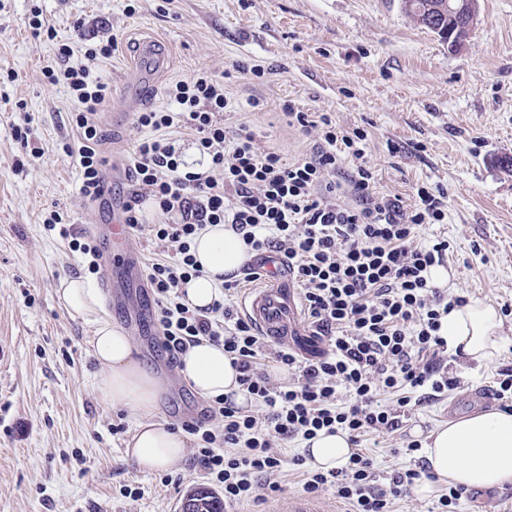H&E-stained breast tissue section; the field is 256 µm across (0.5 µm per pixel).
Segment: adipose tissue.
Here are the masks:
<instances>
[{"label": "adipose tissue", "instance_id": "ef3b65f1", "mask_svg": "<svg viewBox=\"0 0 512 512\" xmlns=\"http://www.w3.org/2000/svg\"><path fill=\"white\" fill-rule=\"evenodd\" d=\"M192 252L203 274L186 285L185 300L192 307L203 308L218 297L225 276L239 272L248 253L241 236L226 224L206 227L195 238ZM55 294L70 316L94 324L90 344L103 372L101 386L106 398L132 406L146 417L127 445L129 457L144 470L167 468L183 459L186 434L151 420L160 384L137 362L128 333L101 316V297L96 288L84 278L65 277L60 279ZM500 330L497 308L486 299L470 296L464 304L449 310L439 334L447 343L449 356L481 364L499 350ZM181 361L183 375L200 396L228 395L237 404H245L237 373L223 346L201 340L182 355ZM352 452L349 436L342 431L333 435L321 431L304 443L308 463L324 471L343 465ZM425 456L432 477L416 487L423 496L433 493L440 484L468 489L512 484V410L479 411L437 427L429 435Z\"/></svg>", "mask_w": 512, "mask_h": 512}]
</instances>
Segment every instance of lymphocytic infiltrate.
I'll list each match as a JSON object with an SVG mask.
<instances>
[{
	"mask_svg": "<svg viewBox=\"0 0 512 512\" xmlns=\"http://www.w3.org/2000/svg\"><path fill=\"white\" fill-rule=\"evenodd\" d=\"M114 48L109 37L89 41L85 63L74 64L72 48L61 45L59 66L44 72L77 105L72 121L78 143L62 150L76 157L80 191L89 199L98 193L104 139L94 117L112 96L108 77L94 65L111 58ZM164 94L169 109L148 107L135 115L142 135L131 164L135 188L122 218L131 231L141 230L147 201L172 216V223L152 230L158 240L173 243L175 253L146 272L163 344L176 360L203 338L223 346L254 404L246 410L231 398H216L208 409L216 427L184 422V430L201 442L198 464L223 490L225 503L256 500L261 490L278 489L282 443L342 430L356 452L340 467L307 470L304 491L333 489L354 512H393L421 470H397L380 481L359 445L367 435L400 430L412 411V393L436 395L457 386L444 366L447 345L439 334L453 303L431 275L445 265L448 243L419 240L425 225L444 222L446 191L417 185L407 209L376 193L366 133L337 126L327 112L314 118L285 107L289 125L317 132L309 157L290 163L260 149L247 127H225L222 114L230 102L213 72L169 85ZM182 122L197 134L201 166L186 165L168 137ZM346 155L353 160L348 170L342 167ZM210 224L231 225L250 257L282 255L324 351L306 358L261 336L229 301L237 282L225 281L221 297L208 307L186 304L183 286L201 273L191 244ZM385 393L395 394L394 405L382 404Z\"/></svg>",
	"mask_w": 512,
	"mask_h": 512,
	"instance_id": "1",
	"label": "lymphocytic infiltrate"
}]
</instances>
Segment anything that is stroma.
<instances>
[{
  "label": "stroma",
  "mask_w": 512,
  "mask_h": 512,
  "mask_svg": "<svg viewBox=\"0 0 512 512\" xmlns=\"http://www.w3.org/2000/svg\"><path fill=\"white\" fill-rule=\"evenodd\" d=\"M161 2L134 0L129 16L125 0H0V512H180L191 489L209 484L194 438L185 459L166 469L147 472L128 458L141 415L105 398L89 343L94 326L56 299L62 277L86 276L96 286L103 277L88 273L85 258L47 230L45 218L59 214L78 235L108 219L80 194L76 159L60 152L78 137L77 105L43 75L63 43L73 62H83L77 20L116 40L101 65L112 100L98 117L102 153L121 171L113 196L124 200L133 190L136 111L165 107L168 84L211 69L224 75L232 103L225 125L253 130L260 148L290 162L309 154L316 134L289 126L282 107L292 102L366 130L376 187L403 207L416 184L443 188L447 219L430 232L450 244L449 296L512 305V0H479L478 21L458 46L420 23L403 0H172L165 11ZM34 8L54 38L25 26ZM146 38L160 42L166 62L143 93L132 76L141 66L135 48ZM256 65L262 77L243 76ZM252 98L262 100V111H251ZM36 147L41 157H33ZM108 316L127 328L140 361L163 370L167 357L152 345L150 312L134 327L125 306ZM502 336L482 365L449 364L459 387L424 402L382 438L377 474L408 465L407 443L477 411L472 394L492 389L499 370L512 367V313ZM204 403L183 379L168 388L154 419L176 429ZM277 481L279 491L231 512H288L289 499L303 493L300 467L290 462Z\"/></svg>",
  "instance_id": "obj_1"
}]
</instances>
